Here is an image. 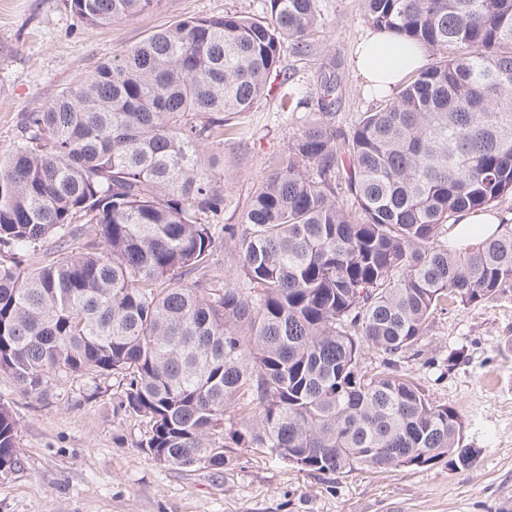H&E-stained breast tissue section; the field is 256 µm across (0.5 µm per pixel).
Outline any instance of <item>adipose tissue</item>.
<instances>
[{"label": "adipose tissue", "mask_w": 512, "mask_h": 512, "mask_svg": "<svg viewBox=\"0 0 512 512\" xmlns=\"http://www.w3.org/2000/svg\"><path fill=\"white\" fill-rule=\"evenodd\" d=\"M423 62L420 49L402 47L398 38L388 32L363 38L351 60L353 71L367 86L385 93Z\"/></svg>", "instance_id": "ef3b65f1"}]
</instances>
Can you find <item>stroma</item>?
Masks as SVG:
<instances>
[{
  "instance_id": "35a3bbf8",
  "label": "stroma",
  "mask_w": 512,
  "mask_h": 512,
  "mask_svg": "<svg viewBox=\"0 0 512 512\" xmlns=\"http://www.w3.org/2000/svg\"><path fill=\"white\" fill-rule=\"evenodd\" d=\"M262 0H160L153 10L93 28L70 0H0V153L21 139L27 113L43 110L99 62L188 17L257 13ZM310 50L284 52L290 87L302 98L283 109L278 93L231 116L216 153L224 221L237 224L265 176L288 160V144L316 112L320 81L338 75L336 124L349 129L377 103L350 60L370 31L361 0H318ZM421 356L398 369L433 402L464 418L477 466L320 474L228 441V465L184 470L160 464L140 443L145 419L123 403L113 374L71 377L46 399L22 395L0 375V402L17 421L19 467L0 475V512H506L512 505V295L435 315Z\"/></svg>"
}]
</instances>
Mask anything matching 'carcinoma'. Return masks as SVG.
I'll use <instances>...</instances> for the list:
<instances>
[{
	"instance_id": "obj_1",
	"label": "carcinoma",
	"mask_w": 512,
	"mask_h": 512,
	"mask_svg": "<svg viewBox=\"0 0 512 512\" xmlns=\"http://www.w3.org/2000/svg\"><path fill=\"white\" fill-rule=\"evenodd\" d=\"M159 0H71L92 27ZM373 29L427 63L352 128L339 82L254 192L220 225L207 145L224 115L286 86L285 45L310 48L318 0L188 18L98 64L0 153V374L27 395L75 374L128 377L140 443L176 468H222L232 417L251 448L308 472L471 468L455 409L396 370L433 315L512 292V224L465 213L512 197V0H362ZM87 251L25 267L45 242ZM237 278L209 274L220 241ZM384 369L361 365L364 350ZM19 464L0 403V473Z\"/></svg>"
}]
</instances>
